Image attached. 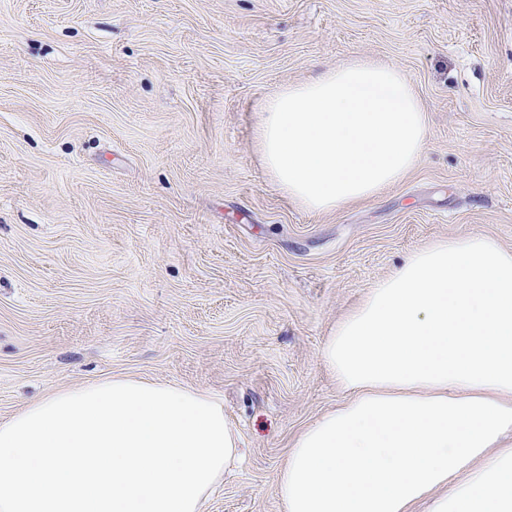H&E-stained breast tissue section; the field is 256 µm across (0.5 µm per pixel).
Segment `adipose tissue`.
<instances>
[{"label": "adipose tissue", "instance_id": "obj_1", "mask_svg": "<svg viewBox=\"0 0 512 512\" xmlns=\"http://www.w3.org/2000/svg\"><path fill=\"white\" fill-rule=\"evenodd\" d=\"M342 401L293 439L285 512H512V249L415 251L336 323ZM242 457L207 392L115 376L0 421V512H203Z\"/></svg>", "mask_w": 512, "mask_h": 512}]
</instances>
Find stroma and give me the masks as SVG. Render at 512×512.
<instances>
[{
	"label": "stroma",
	"mask_w": 512,
	"mask_h": 512,
	"mask_svg": "<svg viewBox=\"0 0 512 512\" xmlns=\"http://www.w3.org/2000/svg\"><path fill=\"white\" fill-rule=\"evenodd\" d=\"M355 57L411 83L426 144L310 212L260 106ZM472 235L512 249V0H0V420L113 375L204 390L248 454L203 512H283L292 438L343 398L336 322Z\"/></svg>",
	"instance_id": "1"
}]
</instances>
